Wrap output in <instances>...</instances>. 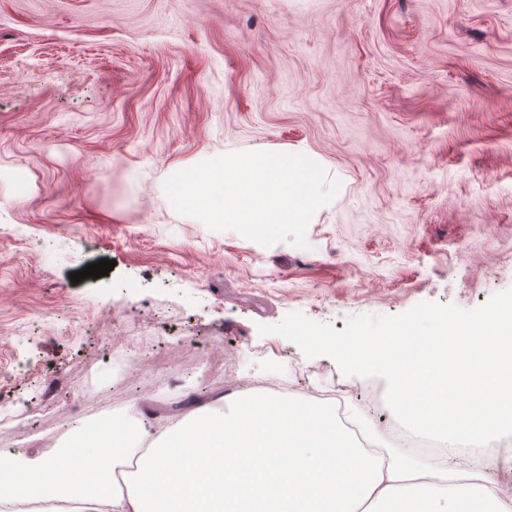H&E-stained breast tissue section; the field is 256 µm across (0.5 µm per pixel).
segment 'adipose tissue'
Listing matches in <instances>:
<instances>
[{
    "label": "adipose tissue",
    "instance_id": "1",
    "mask_svg": "<svg viewBox=\"0 0 512 512\" xmlns=\"http://www.w3.org/2000/svg\"><path fill=\"white\" fill-rule=\"evenodd\" d=\"M276 375V369H266L263 386L195 408L158 432L143 425L129 431L115 421L89 423L87 437L108 428L118 442L111 467L89 486L60 468L65 458L74 471L83 470L88 456L81 444L64 454L51 450L9 455L8 472L0 471V500L38 489L84 502L83 512H181L186 490L169 478L167 459L188 448L215 447L220 435L228 460L235 459L238 449L264 443L287 449L298 465L310 450L329 462L327 479L312 491L316 512H403V503L411 500L424 502L425 512H466L473 501L481 503V512H512V491L496 478L500 469H512V457L486 447L485 432L451 429L414 416L399 392L391 391L388 405L407 427L437 445L475 450L468 462L448 459L442 478L435 481L422 458L393 448L378 453L354 442L343 431L333 403L305 404L268 392L265 385ZM148 482L157 488L150 496L143 490Z\"/></svg>",
    "mask_w": 512,
    "mask_h": 512
}]
</instances>
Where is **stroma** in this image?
Masks as SVG:
<instances>
[{
    "label": "stroma",
    "mask_w": 512,
    "mask_h": 512,
    "mask_svg": "<svg viewBox=\"0 0 512 512\" xmlns=\"http://www.w3.org/2000/svg\"><path fill=\"white\" fill-rule=\"evenodd\" d=\"M229 141L298 150L341 181L306 247L215 238L163 203L170 171ZM12 166L30 191L0 184L1 451L113 413L136 383L97 375V334L159 320L223 347L208 380L166 355L146 423L224 396L229 357L238 389L274 365L296 396L340 390L382 433V378L258 327L299 311L340 331L512 287V0H0ZM102 259L108 275L71 283Z\"/></svg>",
    "instance_id": "stroma-1"
}]
</instances>
